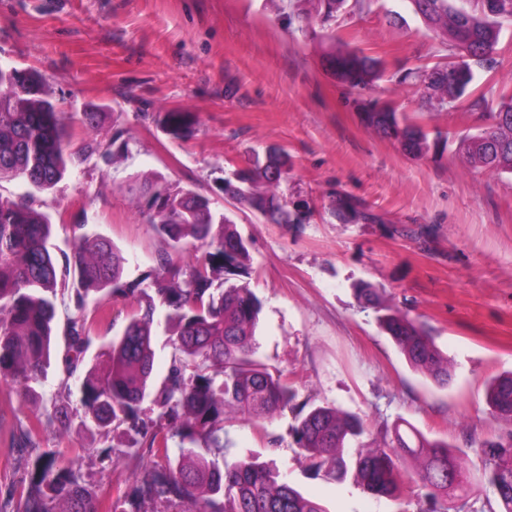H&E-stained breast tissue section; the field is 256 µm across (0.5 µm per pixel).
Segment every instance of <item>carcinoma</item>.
<instances>
[{"instance_id":"1","label":"carcinoma","mask_w":512,"mask_h":512,"mask_svg":"<svg viewBox=\"0 0 512 512\" xmlns=\"http://www.w3.org/2000/svg\"><path fill=\"white\" fill-rule=\"evenodd\" d=\"M347 0H317L323 21L335 17ZM425 27L439 38L433 62L406 68L394 75L399 86L422 90L432 109L448 108L485 123L474 133L457 137L467 164L512 175V96L497 109L476 87V73L490 69L498 53L504 26L512 25L509 8L487 11L482 0H403ZM325 62L336 81L363 89L381 79L384 63L354 48L333 47ZM463 66L468 78L448 82V66ZM364 123L397 141L414 156L434 139L401 110L395 99L374 101L363 113ZM166 133L174 138L191 129L187 112L163 115ZM68 131L37 71L17 77L0 65V180L22 178L39 190L53 188L72 160ZM288 154L266 150L240 180L226 179L224 197L275 224H300L306 214L291 210L280 193L288 182ZM187 189L166 185L149 189L150 223L167 239L169 249L158 252L152 269L135 281L123 280L125 258L111 240L76 227L70 252L63 254L64 275H73L77 293L75 313L67 316L63 392L59 399L13 432L17 464L34 463L37 474L26 486L6 488L3 512H98L99 491L79 471L60 466L57 453L43 447L44 431L67 429L78 417L104 438L124 427L125 456L157 458L135 475L124 497L122 512H145L154 504L163 512H326L280 479L273 464L254 458L231 465L224 458V427L235 416L271 421L291 403L288 378L273 373L256 359L255 330L261 302L250 288L251 257L234 222L215 215L211 199L183 200ZM52 224L28 201L0 195V380L24 388L36 398L31 384L51 364L53 325L58 301V267L46 242ZM186 260L178 263L173 254ZM136 300L121 333L106 344L98 359L83 368L94 317L86 311L89 291ZM357 304L377 313L379 327L394 341L411 368L440 387L451 380L448 357L421 323L385 304L377 288L361 282L353 288ZM172 332L174 355L160 385L153 381L152 332L157 309ZM78 382L72 400L69 380ZM150 401L166 425L142 417ZM491 414L509 429L473 449L483 477L493 488L498 512H512V373L490 384ZM292 427L308 469L328 480L353 476L365 492L391 499L427 489L417 496L419 512H447L442 500H453L477 486L468 453L449 449L448 442L430 440L405 422L392 436L372 439L345 456L347 444L365 434L356 414L332 406H300ZM178 453L170 455L169 444Z\"/></svg>"}]
</instances>
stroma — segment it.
<instances>
[{
	"label": "stroma",
	"mask_w": 512,
	"mask_h": 512,
	"mask_svg": "<svg viewBox=\"0 0 512 512\" xmlns=\"http://www.w3.org/2000/svg\"><path fill=\"white\" fill-rule=\"evenodd\" d=\"M298 15H280L275 0H0V64L33 68L68 126L73 160L64 178L40 191L16 180L0 194L32 200L52 233L53 255L69 251L75 225L110 239L126 259L124 277L148 272L166 246L145 209L147 187H190L227 212L252 258L250 286L263 302L258 357L288 374L297 405H333L360 416L368 437L409 422L427 437L469 450L506 428L493 418L487 387L512 371V176L470 168L455 143L412 156L366 127L362 106L398 99L428 131L465 132L458 112L426 107L419 91L381 80L362 90L336 82L323 63L324 29L382 60L388 70L430 62L439 43L401 0H364L322 25L311 0ZM399 12L403 22L390 21ZM497 62L478 81L512 95V27L504 29ZM102 114L85 130L81 113ZM193 113L189 135L174 139L164 113ZM122 135L129 149L103 159ZM99 151L85 155V143ZM292 164L282 191L309 207L303 224H271L225 201L224 178L248 167L268 146ZM347 204L345 219L330 209ZM367 282L386 301L431 328L448 357L452 379L439 387L413 371L376 314L361 309L353 287ZM88 310L103 309L86 353L121 332L129 301L89 293ZM65 315H58L55 353L36 383L38 401L0 384V487L22 484L26 470L11 452L10 425L35 405H50L64 379ZM285 410L259 434L253 422L225 425L226 461H274L279 473L326 512H416L415 504L373 496L352 479L307 470ZM278 437L269 448L266 435ZM44 445L74 460L84 478L103 488L102 512L119 506L150 457L103 468L104 441L80 422L45 431Z\"/></svg>",
	"instance_id": "stroma-1"
}]
</instances>
